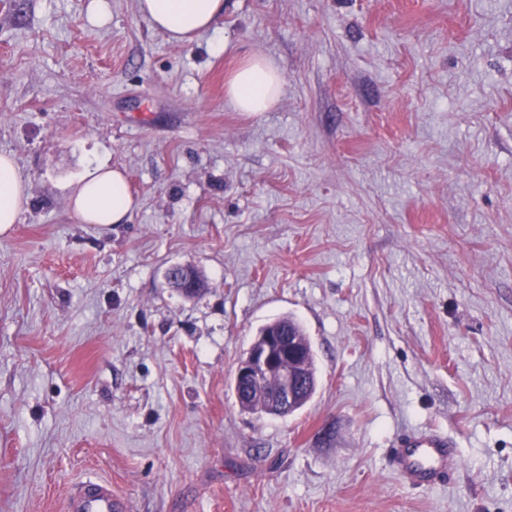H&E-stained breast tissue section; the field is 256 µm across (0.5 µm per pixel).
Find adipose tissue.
<instances>
[{
  "mask_svg": "<svg viewBox=\"0 0 512 512\" xmlns=\"http://www.w3.org/2000/svg\"><path fill=\"white\" fill-rule=\"evenodd\" d=\"M138 13L175 42L216 32L225 0H136ZM284 84L282 73L266 57L243 58L225 83L226 95L242 112L268 111ZM28 180L15 157L0 152V231L18 223L27 197ZM73 213L85 224L124 223L137 207L127 177L105 163H89L69 195Z\"/></svg>",
  "mask_w": 512,
  "mask_h": 512,
  "instance_id": "adipose-tissue-1",
  "label": "adipose tissue"
}]
</instances>
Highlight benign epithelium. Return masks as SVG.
<instances>
[{"mask_svg": "<svg viewBox=\"0 0 512 512\" xmlns=\"http://www.w3.org/2000/svg\"><path fill=\"white\" fill-rule=\"evenodd\" d=\"M187 276L185 265L170 266L164 273L169 287L190 298L193 290L183 286ZM307 363L304 345L281 327L258 336L236 369L234 386L238 402L246 401L254 389L273 380L276 388L268 394L264 412L275 416L288 414L311 388Z\"/></svg>", "mask_w": 512, "mask_h": 512, "instance_id": "1", "label": "benign epithelium"}]
</instances>
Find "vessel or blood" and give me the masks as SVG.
I'll return each instance as SVG.
<instances>
[{
    "label": "vessel or blood",
    "instance_id": "vessel-or-blood-1",
    "mask_svg": "<svg viewBox=\"0 0 512 512\" xmlns=\"http://www.w3.org/2000/svg\"><path fill=\"white\" fill-rule=\"evenodd\" d=\"M395 472L408 485L437 487L450 483L460 462L447 435L438 432L406 431L392 443ZM123 497L111 482L89 480L75 486L68 495V512H126Z\"/></svg>",
    "mask_w": 512,
    "mask_h": 512
}]
</instances>
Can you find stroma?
Returning a JSON list of instances; mask_svg holds the SVG:
<instances>
[{
	"label": "stroma",
	"instance_id": "obj_1",
	"mask_svg": "<svg viewBox=\"0 0 512 512\" xmlns=\"http://www.w3.org/2000/svg\"><path fill=\"white\" fill-rule=\"evenodd\" d=\"M169 42L135 0H0V152L28 179L0 232V512H512V0H228ZM284 76L267 112L224 81ZM125 224H84L89 157ZM173 264L205 282L186 299ZM294 318L316 391L243 410L236 368ZM442 431L461 468L404 485ZM282 73L266 57L243 58L225 83L226 95L241 112H266L279 99ZM73 213L84 224H124L137 207L127 177L106 163H89L69 195ZM394 471L408 485L437 487L450 483L460 462L448 436L405 431L392 443ZM69 512H126L123 497L112 491V483L89 480L75 486L68 495Z\"/></svg>",
	"mask_w": 512,
	"mask_h": 512
}]
</instances>
